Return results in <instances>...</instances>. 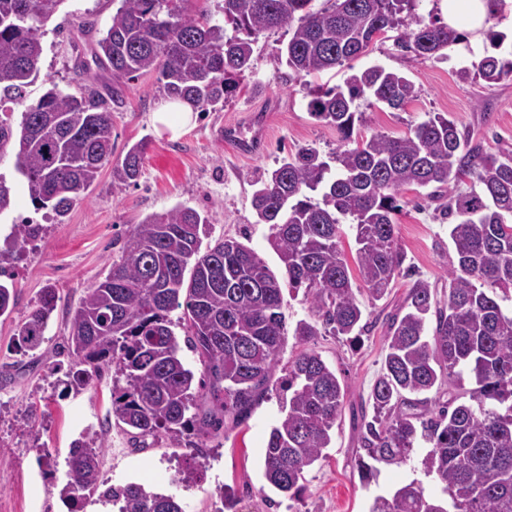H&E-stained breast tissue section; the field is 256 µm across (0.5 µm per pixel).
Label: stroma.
Segmentation results:
<instances>
[{"mask_svg": "<svg viewBox=\"0 0 512 512\" xmlns=\"http://www.w3.org/2000/svg\"><path fill=\"white\" fill-rule=\"evenodd\" d=\"M112 9V0H64L46 26L37 80L23 100L0 108L20 117L28 102L53 85L70 93L91 89L111 99L109 74L82 72L78 61L90 55V23L105 24ZM282 39L279 31L261 35L253 71L242 79L236 96L221 110L197 113L194 123L176 138L152 121L154 112L168 102L157 73L126 82L122 103L112 107L111 162L102 168L88 197L74 203L63 221L35 210L14 154L0 157V177L14 191L13 208L0 214V241L21 218H33L45 227L42 240L26 247L13 270L14 311L0 317V512H68L57 489L68 479L70 449L85 429L105 425L110 437L101 454L102 481L115 487L139 483L176 495L183 512H217L218 491L224 487L236 500L235 512H368L375 496L399 484L415 479L426 488L434 487V479L423 472L426 450L422 447L405 463L378 464L376 479L367 484L355 465L361 452L360 408L368 403L385 356L384 317L403 302L414 279L427 280L438 295L448 292V224L433 207L417 206L415 190L404 192L407 204L395 217L411 275L398 278L379 301L371 300L362 282H355L357 297L373 320L369 331L353 342L330 335L313 341L315 350L347 384L348 393L325 458L305 472L300 499L273 505L274 493L263 477L266 441L281 416L277 399L260 402L243 423L225 424L201 438L203 453L197 456L164 437L143 447L134 445L112 426L114 371L103 372L83 389H67L61 382L62 369L70 362L63 353L70 312L119 260L129 226L147 215L180 203L191 206L209 217L203 244L236 238L252 247L272 270H279V260L267 242L269 229L255 221L252 183L275 169L282 157L300 149L314 147L324 154L336 150L340 136L335 128L310 116L305 88L343 84L350 70L341 67L301 81L289 79L287 69L274 62ZM473 60V55L455 47L449 49L447 59L422 61L389 41L371 45L353 67L377 63L403 73L414 83L417 96L399 111L359 99L360 136L399 137L427 113L444 112L485 150L512 151V77L490 87L461 83L458 69ZM227 127L248 138L263 132L262 149L246 155L234 152L220 135ZM141 140L148 148L139 178L128 185L113 182V164ZM49 286L56 289L58 299L46 341L38 356L18 353L13 348L16 329ZM192 467L197 470L195 480L181 483L182 472Z\"/></svg>", "mask_w": 512, "mask_h": 512, "instance_id": "stroma-1", "label": "stroma"}]
</instances>
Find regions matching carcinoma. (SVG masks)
Listing matches in <instances>:
<instances>
[{"label": "carcinoma", "mask_w": 512, "mask_h": 512, "mask_svg": "<svg viewBox=\"0 0 512 512\" xmlns=\"http://www.w3.org/2000/svg\"><path fill=\"white\" fill-rule=\"evenodd\" d=\"M63 0H0V96L21 99L39 74L43 37ZM110 23L98 31L92 62L112 74V102L122 86L156 71L164 94L195 110L216 111L235 96L253 66L260 35L282 29L288 41V79L318 76L363 55L376 39L393 33L394 45L420 60L445 56L463 34L431 15H405L419 0H221L220 13L192 15L187 0H118ZM512 76V59L485 55L461 69L465 83H497ZM307 109L336 129L341 144L325 156L307 147L254 182L256 223L269 225L268 243L284 278L243 242L229 237L201 249L209 217L179 204L130 225L122 255L104 279L86 292L70 321L67 345L74 367L67 384L87 387L115 368V423L131 439L166 437L198 449L191 437L242 423L272 392L284 393L282 418L269 433L263 477L276 494L294 500L304 472L326 457L347 387L312 348L300 351L285 376L275 368L288 331L282 288L304 289L310 315L293 336L309 342L322 333L356 339L368 324L340 246L349 223L359 275L374 301L383 299L408 268L394 217L408 188L429 189L449 224L448 295L439 299L415 280L388 322L386 353L362 417L365 455L356 467L368 482L371 459L401 464L430 443L422 464L437 481L426 491L415 480L377 496L370 512H512V154L469 144L445 113L401 137H353L366 97L390 109L417 97L403 74L372 65L350 74L345 86L307 90ZM15 151V165L38 209L59 221L87 197L103 163L112 156V110L91 92L77 95L52 86L27 107L19 123L0 117V156ZM147 144H133L112 167V181L140 174ZM468 176L476 187L458 190ZM43 225L14 224L0 247V277L25 246L41 238ZM15 304L14 284L0 280V317ZM57 296L43 290L39 304L14 337L23 354L35 352ZM183 309L185 344L198 355L203 378L195 380L180 355L170 313ZM474 380L468 399L442 402L429 396L464 376ZM108 432L89 429L68 460L69 479L59 489L74 505L98 495L118 512H183L173 494L141 484L100 489V453Z\"/></svg>", "instance_id": "1"}]
</instances>
